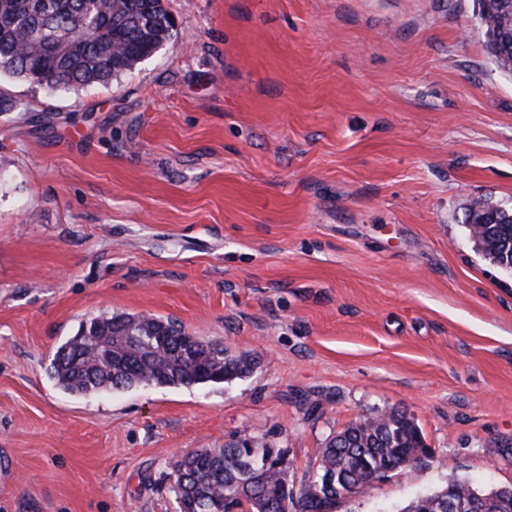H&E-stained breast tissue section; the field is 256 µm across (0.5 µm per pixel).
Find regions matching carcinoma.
<instances>
[{"label": "carcinoma", "instance_id": "1", "mask_svg": "<svg viewBox=\"0 0 512 512\" xmlns=\"http://www.w3.org/2000/svg\"><path fill=\"white\" fill-rule=\"evenodd\" d=\"M487 47L512 72V0H478ZM176 36L164 0H0V75L51 91L106 86L154 56ZM480 250L512 269V222L496 224ZM253 360L205 342L171 319L98 316L60 344L49 375L71 394L123 391L141 385L193 387L228 383L248 374ZM350 442L328 441L312 479L295 490L286 462L268 463L273 450L251 437L222 448L188 452L171 464L179 512H335L375 470L391 472L422 448L409 417H370L348 425ZM455 507L437 491L406 512H470L469 483L455 480ZM485 512H512V493L489 497Z\"/></svg>", "mask_w": 512, "mask_h": 512}]
</instances>
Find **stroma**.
Wrapping results in <instances>:
<instances>
[{
  "mask_svg": "<svg viewBox=\"0 0 512 512\" xmlns=\"http://www.w3.org/2000/svg\"><path fill=\"white\" fill-rule=\"evenodd\" d=\"M177 38L89 90L0 79V512H176L180 454L246 436L305 484L351 423L407 413L432 458L336 512L449 478L512 487V72L478 0H167ZM173 319L256 365L68 393L92 317ZM501 210L505 216H510V223L503 224L497 214H490L487 223L495 224L489 229V236L481 239L480 250L485 256L493 261L498 266H503L506 269H512V211H507L491 204H482L470 210L468 214V221L471 219L474 233L477 235L482 230L483 224H478L483 220L484 215L491 210Z\"/></svg>",
  "mask_w": 512,
  "mask_h": 512,
  "instance_id": "obj_1",
  "label": "stroma"
}]
</instances>
